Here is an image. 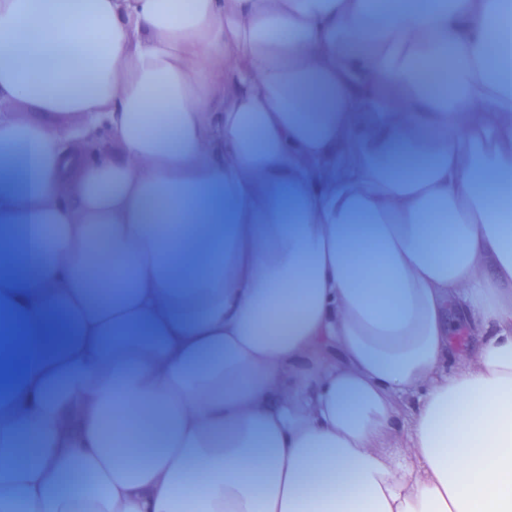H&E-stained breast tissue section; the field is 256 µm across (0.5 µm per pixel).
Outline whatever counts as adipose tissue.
Listing matches in <instances>:
<instances>
[{
  "instance_id": "obj_1",
  "label": "adipose tissue",
  "mask_w": 512,
  "mask_h": 512,
  "mask_svg": "<svg viewBox=\"0 0 512 512\" xmlns=\"http://www.w3.org/2000/svg\"><path fill=\"white\" fill-rule=\"evenodd\" d=\"M511 181L500 0H0V512H512Z\"/></svg>"
}]
</instances>
